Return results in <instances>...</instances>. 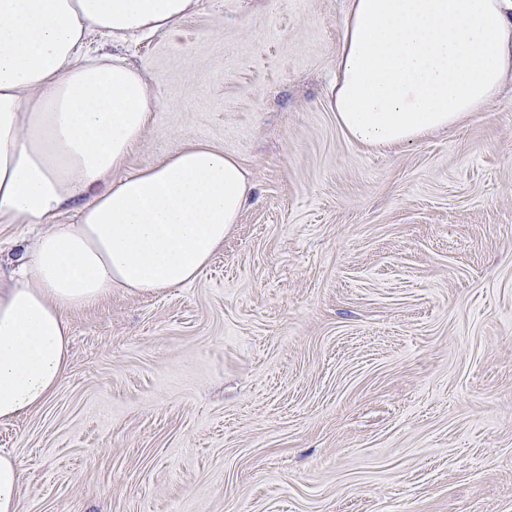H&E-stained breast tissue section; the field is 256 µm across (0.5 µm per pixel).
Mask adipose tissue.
<instances>
[{
  "label": "adipose tissue",
  "mask_w": 512,
  "mask_h": 512,
  "mask_svg": "<svg viewBox=\"0 0 512 512\" xmlns=\"http://www.w3.org/2000/svg\"><path fill=\"white\" fill-rule=\"evenodd\" d=\"M198 0H0V223L49 224L0 279V423L41 408L67 367L65 311L113 287L195 280L254 183L223 149L187 143L125 172L155 118L136 68L84 60L97 31L121 44L183 35ZM329 108L351 140L413 142L483 111L512 78V0H350ZM74 212L75 223L50 225Z\"/></svg>",
  "instance_id": "obj_1"
}]
</instances>
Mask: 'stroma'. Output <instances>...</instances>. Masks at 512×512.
<instances>
[{"mask_svg": "<svg viewBox=\"0 0 512 512\" xmlns=\"http://www.w3.org/2000/svg\"><path fill=\"white\" fill-rule=\"evenodd\" d=\"M349 0H201L109 48L254 197L191 283L67 314L50 400L0 424L22 512H512V85L447 131L351 141Z\"/></svg>", "mask_w": 512, "mask_h": 512, "instance_id": "obj_1", "label": "stroma"}]
</instances>
